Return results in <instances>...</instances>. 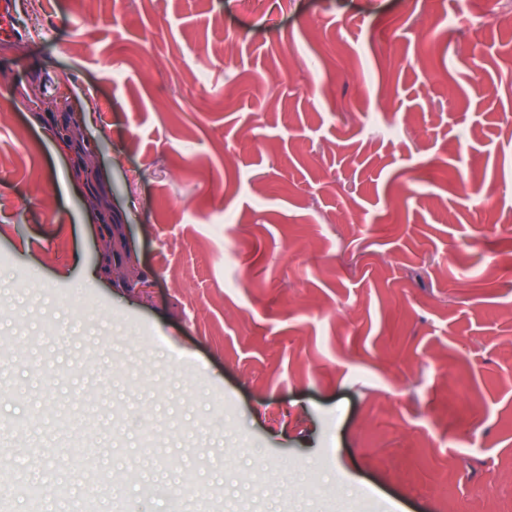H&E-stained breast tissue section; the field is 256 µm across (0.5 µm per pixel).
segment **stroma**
<instances>
[{
	"label": "stroma",
	"instance_id": "obj_1",
	"mask_svg": "<svg viewBox=\"0 0 512 512\" xmlns=\"http://www.w3.org/2000/svg\"><path fill=\"white\" fill-rule=\"evenodd\" d=\"M492 5L12 0L0 512H31L34 471L96 512H512V0ZM68 110L96 188L52 137ZM478 180L495 209L464 198ZM188 473L203 494L173 499Z\"/></svg>",
	"mask_w": 512,
	"mask_h": 512
}]
</instances>
